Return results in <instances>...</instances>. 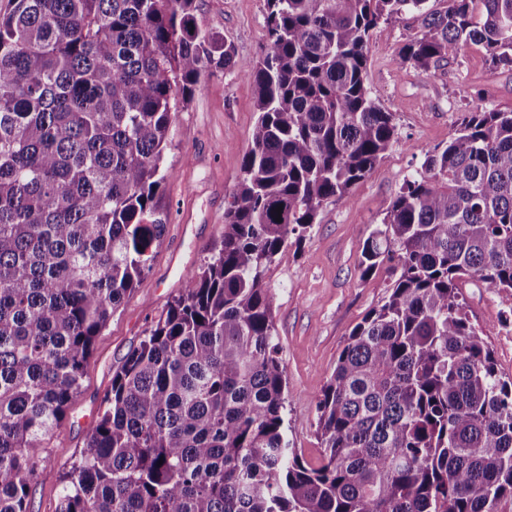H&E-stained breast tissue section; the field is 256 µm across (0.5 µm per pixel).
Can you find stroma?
<instances>
[{
  "label": "stroma",
  "mask_w": 512,
  "mask_h": 512,
  "mask_svg": "<svg viewBox=\"0 0 512 512\" xmlns=\"http://www.w3.org/2000/svg\"><path fill=\"white\" fill-rule=\"evenodd\" d=\"M200 27L235 49V65L202 79L187 106L172 116L156 205L165 220L150 268L96 338L80 390L60 426L43 441V462L31 487L28 512H56L64 476L97 425L112 376L136 349L153 321L183 289L186 273L220 247L224 211L242 177V161L258 114L246 75L267 43L266 0H198ZM420 21L404 13L379 24L368 46L364 80L371 96L393 112L396 138L370 173L342 199L323 204L294 257L272 264L265 283L285 367L288 437L303 459L318 464L316 406L352 329L378 306L391 282L390 265L361 273L363 245L381 223L407 176L428 151L447 145L474 103L512 112V70L491 66L472 45L428 74L396 69L398 49ZM461 295L479 336L491 347L499 373L512 378V345L497 334L512 291L462 281Z\"/></svg>",
  "instance_id": "stroma-1"
}]
</instances>
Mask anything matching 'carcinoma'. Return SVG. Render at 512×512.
<instances>
[{
    "instance_id": "carcinoma-1",
    "label": "carcinoma",
    "mask_w": 512,
    "mask_h": 512,
    "mask_svg": "<svg viewBox=\"0 0 512 512\" xmlns=\"http://www.w3.org/2000/svg\"><path fill=\"white\" fill-rule=\"evenodd\" d=\"M0 11V512H28L112 312L164 230L172 113L234 49L196 0H9ZM258 120L220 251L112 376L58 512H512V379L459 282L512 291V112L479 105L404 180L363 249L392 264L317 404L321 458L290 446L267 268L291 257L395 139L364 84L368 41L412 12L394 58L468 45L512 68V0H266ZM281 212H276V208Z\"/></svg>"
}]
</instances>
